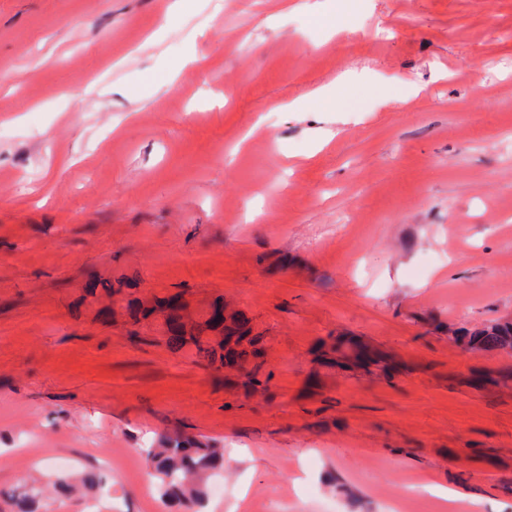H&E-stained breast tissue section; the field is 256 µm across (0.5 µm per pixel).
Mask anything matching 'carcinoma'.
<instances>
[{
	"mask_svg": "<svg viewBox=\"0 0 512 512\" xmlns=\"http://www.w3.org/2000/svg\"><path fill=\"white\" fill-rule=\"evenodd\" d=\"M124 278L102 283L104 294L125 310L132 328L131 340L150 345H165L173 352L190 351L197 363L219 375L234 374L237 384L247 394L266 393L272 374L265 360L266 336L257 330L242 312H233L222 321L203 320L178 330L158 334L153 322L156 311L170 306L165 296H155L154 304L146 306L138 298L124 292ZM455 339L474 351H512V321L495 320L473 331L460 328ZM317 361L327 367L362 369L368 373L388 372L386 358L376 349L355 338L338 336L327 344L320 342ZM148 468L160 481L163 499L184 507L185 512H203L208 501V486L224 467V449L182 435H165L157 446L144 450ZM99 480L86 474L71 472L56 476V493L71 495L78 489H92ZM6 496L17 512H36L37 496L28 483H21L0 496Z\"/></svg>",
	"mask_w": 512,
	"mask_h": 512,
	"instance_id": "1",
	"label": "carcinoma"
}]
</instances>
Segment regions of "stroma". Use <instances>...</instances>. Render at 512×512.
<instances>
[{
	"label": "stroma",
	"instance_id": "obj_1",
	"mask_svg": "<svg viewBox=\"0 0 512 512\" xmlns=\"http://www.w3.org/2000/svg\"><path fill=\"white\" fill-rule=\"evenodd\" d=\"M120 275L244 312L268 394L132 342ZM504 317L512 0H0V489L59 457L101 486L45 512H176L142 450L184 434L208 512H443L424 471L512 512V353L451 337ZM317 351V361L327 367L339 366L342 369H362L367 373L374 370L388 373L386 358L376 349L355 338L338 336L330 344L321 341Z\"/></svg>",
	"mask_w": 512,
	"mask_h": 512
}]
</instances>
